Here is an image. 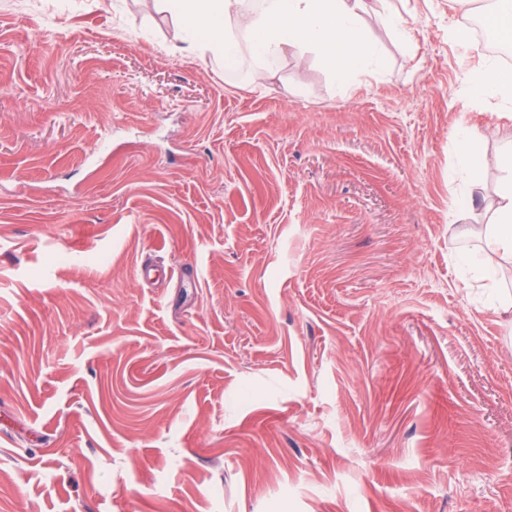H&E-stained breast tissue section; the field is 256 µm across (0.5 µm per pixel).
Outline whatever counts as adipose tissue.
<instances>
[{
	"label": "adipose tissue",
	"instance_id": "adipose-tissue-1",
	"mask_svg": "<svg viewBox=\"0 0 512 512\" xmlns=\"http://www.w3.org/2000/svg\"><path fill=\"white\" fill-rule=\"evenodd\" d=\"M163 10L185 20L188 44L223 48L225 62L235 61L239 44L234 30H243L249 48L274 59L283 49L301 54L315 49L339 59L344 69H361L375 47L359 39L356 26L363 13L386 0H261L258 10L245 13L241 0H159ZM497 163L507 174L494 200L486 205L488 222L480 248L488 255L512 258V149Z\"/></svg>",
	"mask_w": 512,
	"mask_h": 512
}]
</instances>
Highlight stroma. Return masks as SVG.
Masks as SVG:
<instances>
[{
    "mask_svg": "<svg viewBox=\"0 0 512 512\" xmlns=\"http://www.w3.org/2000/svg\"><path fill=\"white\" fill-rule=\"evenodd\" d=\"M455 15L362 14L348 74L0 0V512H512V330L458 258L512 96ZM474 92L479 95L488 93L505 94L512 92V70L485 65L474 81ZM457 135L459 139L465 144L464 155L467 159L477 157L482 144L488 136L485 130H481L477 127L464 128L458 131Z\"/></svg>",
    "mask_w": 512,
    "mask_h": 512,
    "instance_id": "stroma-1",
    "label": "stroma"
}]
</instances>
